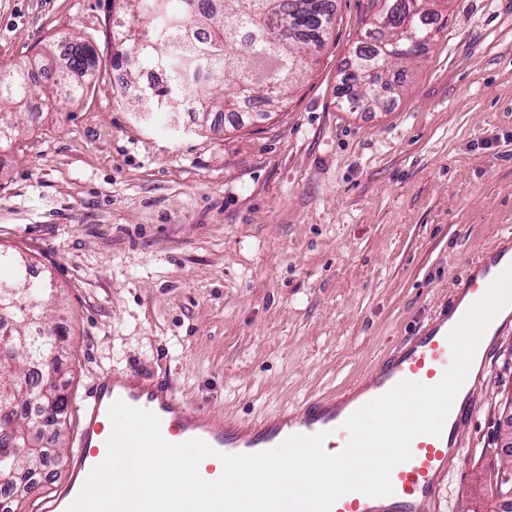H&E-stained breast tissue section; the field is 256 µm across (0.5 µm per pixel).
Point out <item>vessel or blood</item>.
<instances>
[{"label":"vessel or blood","instance_id":"1","mask_svg":"<svg viewBox=\"0 0 512 512\" xmlns=\"http://www.w3.org/2000/svg\"><path fill=\"white\" fill-rule=\"evenodd\" d=\"M511 266L512 237L507 235L472 264L452 299L386 356L362 387L346 395L308 399L254 421L214 415L204 407L189 404L170 380L150 379L135 369L98 378L82 406L76 448L66 460L69 477L54 496L41 502L38 512H66L90 472L103 462L111 437L108 411L118 400L154 413L167 442L179 444L199 439L212 447L213 455L199 464L200 476L210 481L219 479L223 473L214 459L218 452L256 454L279 446L290 436L321 432L326 435L324 449L346 445L349 432L345 422L359 408L403 380L429 386L441 381L452 362L448 333L470 303L481 300L493 282ZM488 361V343L478 344L441 434H421L412 440L410 459L396 465L391 472V495L371 497L352 491L338 498L331 512H437L450 470L464 455L462 429L477 413L474 389L485 380Z\"/></svg>","mask_w":512,"mask_h":512}]
</instances>
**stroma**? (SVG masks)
Here are the masks:
<instances>
[{"label":"stroma","instance_id":"stroma-1","mask_svg":"<svg viewBox=\"0 0 512 512\" xmlns=\"http://www.w3.org/2000/svg\"><path fill=\"white\" fill-rule=\"evenodd\" d=\"M436 9L379 104L340 107L372 10L336 0L282 109L201 132L187 111L136 117L112 77L134 22L116 0H0V69L65 35L97 53L89 93L47 113L33 92L27 133L0 152V249L29 253L61 291L71 414L98 374L130 368L243 420L347 390L512 234V0ZM475 397L438 512L503 510L512 329Z\"/></svg>","mask_w":512,"mask_h":512}]
</instances>
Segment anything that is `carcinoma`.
<instances>
[{
	"label": "carcinoma",
	"instance_id": "obj_1",
	"mask_svg": "<svg viewBox=\"0 0 512 512\" xmlns=\"http://www.w3.org/2000/svg\"><path fill=\"white\" fill-rule=\"evenodd\" d=\"M148 20L142 32L126 30L113 64L136 73L147 66L170 72L169 83L147 89L145 111L188 109L207 122L214 110L234 111L248 100L275 106L300 81L308 55L324 45L336 22L334 0H124ZM430 0H382L369 36L380 41L356 49L343 78L344 104L377 103L389 86V68L416 58L433 37ZM93 46L70 38L67 52L46 67L33 58L0 73V146L22 131V114L35 87L44 88L49 112L84 96L88 86L72 75L95 70ZM31 258L0 249V293L13 306L0 314V490L24 498L39 487L51 454L65 450L69 400L61 389L42 392L28 372L52 356L61 366L64 337L47 324L59 302L32 278Z\"/></svg>",
	"mask_w": 512,
	"mask_h": 512
}]
</instances>
